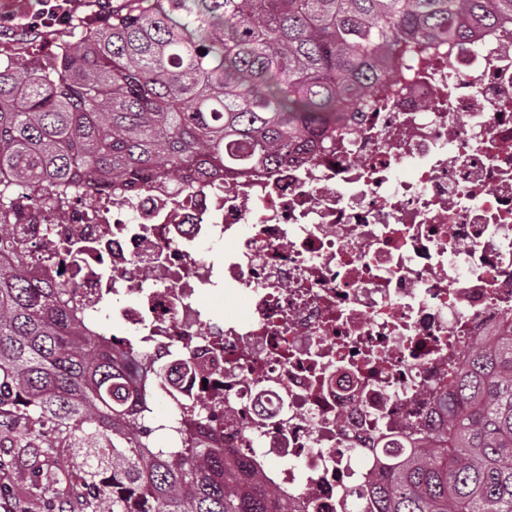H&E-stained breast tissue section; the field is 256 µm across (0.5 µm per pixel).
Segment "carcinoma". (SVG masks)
I'll return each mask as SVG.
<instances>
[{
  "instance_id": "carcinoma-1",
  "label": "carcinoma",
  "mask_w": 512,
  "mask_h": 512,
  "mask_svg": "<svg viewBox=\"0 0 512 512\" xmlns=\"http://www.w3.org/2000/svg\"><path fill=\"white\" fill-rule=\"evenodd\" d=\"M512 25V0H115L109 21L76 23L46 56H0V236L52 189L124 193L156 178L191 182L269 168L336 135L435 40ZM28 187L29 194L17 192ZM0 259V408L49 421L96 460L85 512H283L224 448L155 439L135 413L122 352L82 319L71 282ZM445 415L387 457L373 512H512V328L471 345L448 372Z\"/></svg>"
}]
</instances>
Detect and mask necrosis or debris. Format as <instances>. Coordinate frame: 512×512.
Segmentation results:
<instances>
[{
  "instance_id": "obj_1",
  "label": "necrosis or debris",
  "mask_w": 512,
  "mask_h": 512,
  "mask_svg": "<svg viewBox=\"0 0 512 512\" xmlns=\"http://www.w3.org/2000/svg\"><path fill=\"white\" fill-rule=\"evenodd\" d=\"M392 93L301 161L0 239V257L26 244L30 274L64 272L131 363L163 366L140 404H202L182 432L260 470L288 512H366L464 346L512 323V28L417 48ZM216 288L249 315L215 318Z\"/></svg>"
}]
</instances>
